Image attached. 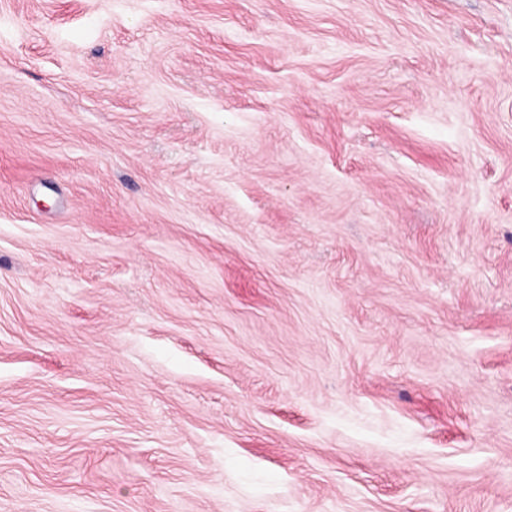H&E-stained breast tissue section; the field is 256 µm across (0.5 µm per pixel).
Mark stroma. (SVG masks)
Masks as SVG:
<instances>
[{"instance_id":"1","label":"stroma","mask_w":512,"mask_h":512,"mask_svg":"<svg viewBox=\"0 0 512 512\" xmlns=\"http://www.w3.org/2000/svg\"><path fill=\"white\" fill-rule=\"evenodd\" d=\"M0 512H512V0H0Z\"/></svg>"}]
</instances>
